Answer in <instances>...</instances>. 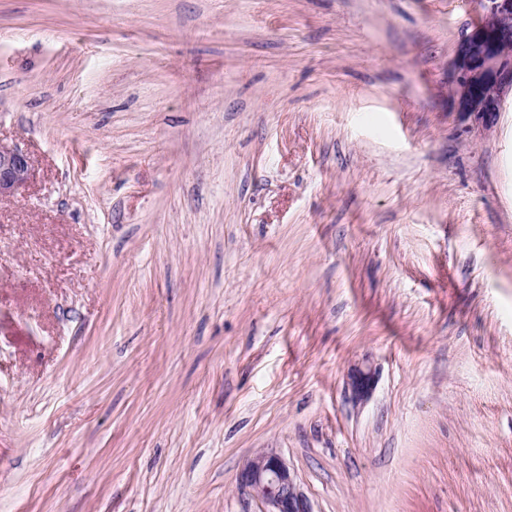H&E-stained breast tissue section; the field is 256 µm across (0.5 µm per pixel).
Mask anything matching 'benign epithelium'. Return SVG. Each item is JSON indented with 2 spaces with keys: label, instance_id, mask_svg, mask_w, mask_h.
<instances>
[{
  "label": "benign epithelium",
  "instance_id": "benign-epithelium-1",
  "mask_svg": "<svg viewBox=\"0 0 512 512\" xmlns=\"http://www.w3.org/2000/svg\"><path fill=\"white\" fill-rule=\"evenodd\" d=\"M481 19L459 39L453 60V100L459 112L501 109L512 89V0H486ZM32 176L26 154L0 143V200L14 196ZM374 373L368 366L351 370L348 385L364 399ZM239 489L260 502L263 512H312L288 465L272 449L248 460L238 476Z\"/></svg>",
  "mask_w": 512,
  "mask_h": 512
}]
</instances>
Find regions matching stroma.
Listing matches in <instances>:
<instances>
[{
  "instance_id": "35a3bbf8",
  "label": "stroma",
  "mask_w": 512,
  "mask_h": 512,
  "mask_svg": "<svg viewBox=\"0 0 512 512\" xmlns=\"http://www.w3.org/2000/svg\"><path fill=\"white\" fill-rule=\"evenodd\" d=\"M484 7L0 0V512H262L267 448L313 512H512ZM481 19L459 39L453 60L458 112H500L512 92V0H486ZM32 176L26 154L0 143V200L14 196ZM374 373L368 366H359L351 370L348 385L357 400H363L369 393Z\"/></svg>"
}]
</instances>
